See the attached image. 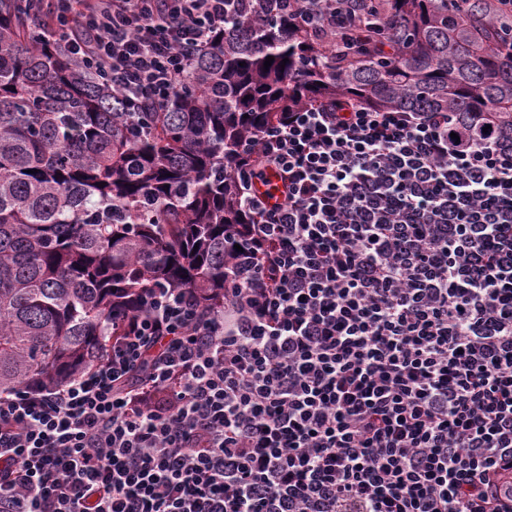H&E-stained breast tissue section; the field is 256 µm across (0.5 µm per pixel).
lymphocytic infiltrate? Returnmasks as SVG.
<instances>
[{"mask_svg":"<svg viewBox=\"0 0 512 512\" xmlns=\"http://www.w3.org/2000/svg\"><path fill=\"white\" fill-rule=\"evenodd\" d=\"M224 0H55L139 126ZM335 103L243 144L224 304L157 291L78 378L0 393V512H512V153Z\"/></svg>","mask_w":512,"mask_h":512,"instance_id":"lymphocytic-infiltrate-1","label":"lymphocytic infiltrate"}]
</instances>
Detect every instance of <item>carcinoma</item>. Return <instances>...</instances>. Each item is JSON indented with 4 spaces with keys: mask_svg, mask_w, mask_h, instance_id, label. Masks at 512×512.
I'll return each mask as SVG.
<instances>
[{
    "mask_svg": "<svg viewBox=\"0 0 512 512\" xmlns=\"http://www.w3.org/2000/svg\"><path fill=\"white\" fill-rule=\"evenodd\" d=\"M372 26L330 50L290 6L225 20L161 112L132 128L112 88L0 0V391L66 383L112 323L155 291L224 305L250 223L242 144L281 113L336 99L451 112L512 147V26L503 0H335ZM273 57L264 67L266 57Z\"/></svg>",
    "mask_w": 512,
    "mask_h": 512,
    "instance_id": "1",
    "label": "carcinoma"
}]
</instances>
